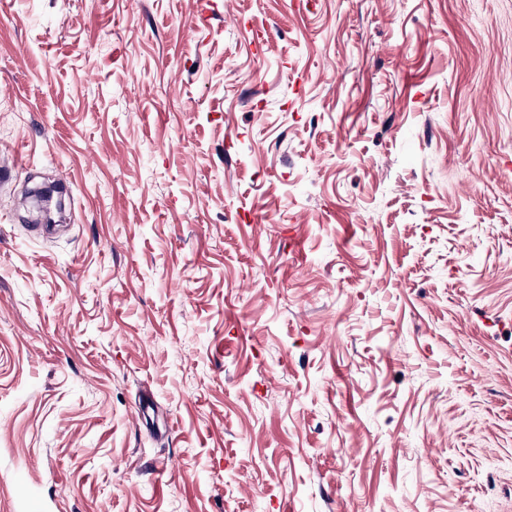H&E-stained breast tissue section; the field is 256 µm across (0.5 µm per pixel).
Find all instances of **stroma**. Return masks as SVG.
<instances>
[{"mask_svg": "<svg viewBox=\"0 0 512 512\" xmlns=\"http://www.w3.org/2000/svg\"><path fill=\"white\" fill-rule=\"evenodd\" d=\"M0 512H512V0H0Z\"/></svg>", "mask_w": 512, "mask_h": 512, "instance_id": "35a3bbf8", "label": "stroma"}]
</instances>
